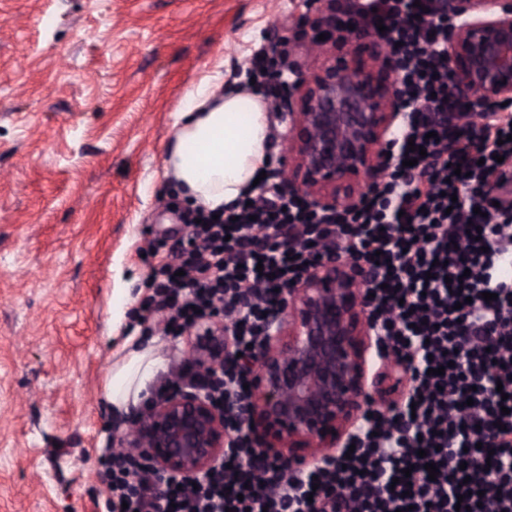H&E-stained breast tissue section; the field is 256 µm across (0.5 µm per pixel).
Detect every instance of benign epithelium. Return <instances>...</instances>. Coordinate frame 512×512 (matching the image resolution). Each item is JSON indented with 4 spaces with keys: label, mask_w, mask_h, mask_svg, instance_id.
Wrapping results in <instances>:
<instances>
[{
    "label": "benign epithelium",
    "mask_w": 512,
    "mask_h": 512,
    "mask_svg": "<svg viewBox=\"0 0 512 512\" xmlns=\"http://www.w3.org/2000/svg\"><path fill=\"white\" fill-rule=\"evenodd\" d=\"M448 13V56L456 94L480 104L512 103V0H441ZM317 11L310 37L318 68L291 67L281 107L288 115V193L328 212L349 206L379 183L392 159L390 134L401 116L400 68L391 46L364 28ZM325 34L326 39L318 36ZM369 44L336 56V45ZM371 273L337 252L283 293L282 312L252 360L242 411L257 447L288 471L343 445L368 396L372 330L365 288ZM228 326L194 338L191 361L211 372L238 362ZM165 476L192 477L224 455V416L190 384L152 401L117 436Z\"/></svg>",
    "instance_id": "7a95c632"
}]
</instances>
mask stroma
Instances as JSON below:
<instances>
[{
	"mask_svg": "<svg viewBox=\"0 0 512 512\" xmlns=\"http://www.w3.org/2000/svg\"><path fill=\"white\" fill-rule=\"evenodd\" d=\"M305 0H0V512H108L100 462L136 405L106 398L128 344L168 375L193 339L130 330L151 267L186 247L164 175L201 79L252 56L314 65ZM158 252L142 257L150 242Z\"/></svg>",
	"mask_w": 512,
	"mask_h": 512,
	"instance_id": "35a3bbf8",
	"label": "stroma"
}]
</instances>
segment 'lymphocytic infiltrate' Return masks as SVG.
I'll use <instances>...</instances> for the list:
<instances>
[{
    "instance_id": "lymphocytic-infiltrate-1",
    "label": "lymphocytic infiltrate",
    "mask_w": 512,
    "mask_h": 512,
    "mask_svg": "<svg viewBox=\"0 0 512 512\" xmlns=\"http://www.w3.org/2000/svg\"><path fill=\"white\" fill-rule=\"evenodd\" d=\"M435 0H349L395 46L405 119L384 183L331 213L288 195L267 170L260 197L188 225V245L153 270L142 311L164 312L172 338L225 315L248 353L281 311V289L343 249L370 266L368 319L378 361L407 367L402 400L367 399L352 455L287 471L263 456L239 412L246 369L181 365L224 415V455L195 479L158 480L131 450L106 449L111 512H512V208L492 184L512 176V108L486 106L478 132L449 119L467 105L451 88L448 18ZM435 464L437 477L426 466ZM346 497H337V489Z\"/></svg>"
}]
</instances>
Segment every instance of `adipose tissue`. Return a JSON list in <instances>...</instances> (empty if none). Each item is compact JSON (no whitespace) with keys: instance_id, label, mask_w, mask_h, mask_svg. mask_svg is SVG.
<instances>
[{"instance_id":"obj_1","label":"adipose tissue","mask_w":512,"mask_h":512,"mask_svg":"<svg viewBox=\"0 0 512 512\" xmlns=\"http://www.w3.org/2000/svg\"><path fill=\"white\" fill-rule=\"evenodd\" d=\"M270 157L269 117L262 96L227 95L201 81L187 96L168 145L164 169L194 207L220 208L241 197ZM150 348L131 347L112 373L108 400L126 409L135 380H148Z\"/></svg>"}]
</instances>
